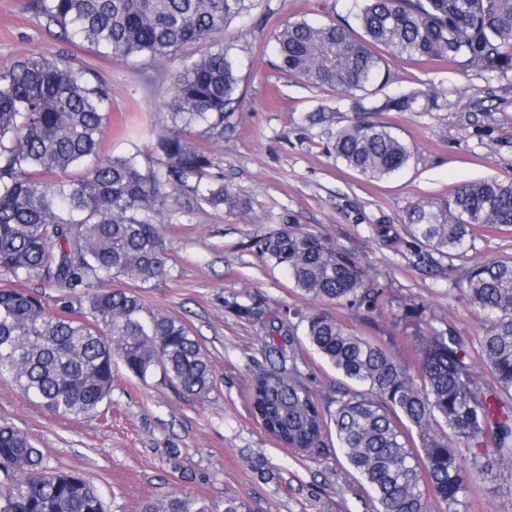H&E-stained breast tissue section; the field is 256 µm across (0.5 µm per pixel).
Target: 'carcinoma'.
<instances>
[{"label":"carcinoma","mask_w":512,"mask_h":512,"mask_svg":"<svg viewBox=\"0 0 512 512\" xmlns=\"http://www.w3.org/2000/svg\"><path fill=\"white\" fill-rule=\"evenodd\" d=\"M255 0H27V9L72 41L114 59L177 56L215 41ZM356 26L288 21L274 34L276 68L336 91L354 112H414L430 91L366 103L391 80L387 57L447 61L493 77L512 74V0H353ZM166 122L149 144L99 153L110 123V87L66 57L31 51L0 71V379L59 416L87 418L108 406L120 363L145 383L156 373L183 394L213 383L206 350L181 319L148 309L135 292L167 274L160 220L168 202L192 194L221 210L238 195L212 175L196 136L224 138L239 105L231 49L187 57L172 77ZM333 151L370 180L412 157L396 127L359 121ZM412 237L442 256L475 247L478 230L512 228V181H474L423 197L407 214ZM262 252L288 268L302 294L367 313L391 305L376 277L335 244L288 225ZM483 318L478 349L439 330L425 307L394 314L413 329L407 350L359 336L324 312L261 322L270 368L249 390L252 414L287 447L337 448L369 487L374 512H460L464 495L494 459L512 461V260L449 268ZM55 292L48 301L44 289ZM304 340H299V336ZM311 347L350 382L333 403L301 370L296 346ZM486 369L491 380L481 378ZM0 512H105L92 481L51 467L31 437L0 426ZM138 512H249L175 493Z\"/></svg>","instance_id":"1"}]
</instances>
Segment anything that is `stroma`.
<instances>
[{
    "mask_svg": "<svg viewBox=\"0 0 512 512\" xmlns=\"http://www.w3.org/2000/svg\"><path fill=\"white\" fill-rule=\"evenodd\" d=\"M27 0H0V70L36 50L64 56L107 82L111 123L104 155L128 150L129 139L148 142L165 116L178 61L145 56L128 61L64 39L26 9ZM350 0H261L234 20L221 43H194L183 56L232 45L242 101L223 140L205 142L214 173L239 193L240 210H213L195 197L164 211L162 234L169 274L141 289L148 308L184 321L207 351L213 386L202 398L174 389L162 375L140 382L116 368L106 416L65 419L24 399L0 380V425L12 426L44 448L50 466L76 471L97 484L107 512H135L141 501L175 491L220 502L235 498L252 512H373L369 489L339 448L295 454L266 433L251 414L248 391L265 362V336L236 305H258L269 319L294 311H322L356 333L397 347L406 337L392 314L358 312L303 297L283 266L260 251L284 225L325 238L378 275L393 303L424 304L438 329L454 327L478 338L482 319L460 298L449 267L469 260L512 258V232L483 230L466 256L421 251L406 224L419 199L481 179L512 180V76L486 80L444 62L432 66L393 60L391 84L375 98L433 89L438 105L427 111L369 112L337 109L332 121L308 117L335 107L337 95L283 76L275 67L272 37L290 20L350 19ZM389 123L412 157L398 174L367 180L337 161L338 131L359 118ZM393 225L383 243L374 225ZM465 512H512V465L495 466L464 498Z\"/></svg>",
    "mask_w": 512,
    "mask_h": 512,
    "instance_id": "1",
    "label": "stroma"
}]
</instances>
